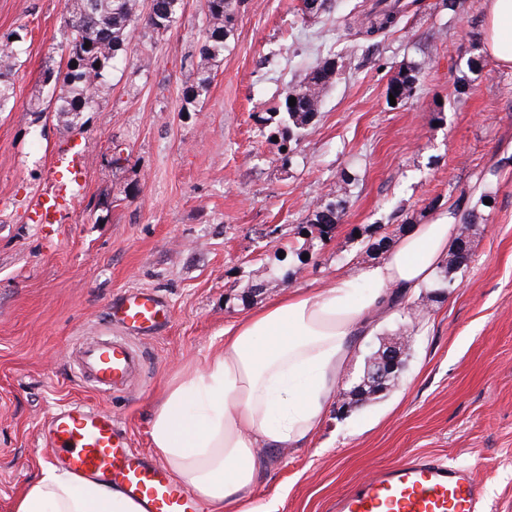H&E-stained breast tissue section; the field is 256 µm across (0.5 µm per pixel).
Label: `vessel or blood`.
Returning a JSON list of instances; mask_svg holds the SVG:
<instances>
[{
	"instance_id": "b4317fda",
	"label": "vessel or blood",
	"mask_w": 512,
	"mask_h": 512,
	"mask_svg": "<svg viewBox=\"0 0 512 512\" xmlns=\"http://www.w3.org/2000/svg\"><path fill=\"white\" fill-rule=\"evenodd\" d=\"M72 201L67 185L50 178L36 200L40 223L53 224ZM109 321L119 335L81 341L76 364L80 380L100 395L125 392L144 372L141 341L160 336L172 311L157 291L133 288L113 299ZM53 465L78 476L96 477L142 501L147 512H203L198 496L180 486L166 468L131 448L107 410L70 404L42 423ZM481 485L473 472L429 455H417L375 472L336 497L331 512H482Z\"/></svg>"
}]
</instances>
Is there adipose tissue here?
Listing matches in <instances>:
<instances>
[{"label":"adipose tissue","mask_w":512,"mask_h":512,"mask_svg":"<svg viewBox=\"0 0 512 512\" xmlns=\"http://www.w3.org/2000/svg\"><path fill=\"white\" fill-rule=\"evenodd\" d=\"M484 43L512 67V0H489ZM458 233L448 216L413 225L380 263L290 290L225 326L223 347L174 376L153 406L152 445L173 478L214 512L243 500L263 452L301 447L322 428L360 340L434 279ZM15 512L143 506L116 485L49 471L23 491Z\"/></svg>","instance_id":"adipose-tissue-1"}]
</instances>
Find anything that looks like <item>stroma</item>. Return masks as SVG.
I'll use <instances>...</instances> for the list:
<instances>
[{
  "instance_id": "obj_1",
  "label": "stroma",
  "mask_w": 512,
  "mask_h": 512,
  "mask_svg": "<svg viewBox=\"0 0 512 512\" xmlns=\"http://www.w3.org/2000/svg\"><path fill=\"white\" fill-rule=\"evenodd\" d=\"M372 2L336 0L308 16L302 0H237L210 90L189 103L207 8L183 0L167 32L133 26L98 110L70 126L43 81L67 61L64 0H0V40L24 35L0 110V512L48 471L40 428L55 407L110 410L152 453L154 402L184 364L223 346L225 325L380 262L366 252L367 225L395 240L471 206L482 225L471 263L423 317L400 307L380 322L339 381L349 390L380 340L412 326L396 385L358 409L332 408L307 445L268 458L227 512H329L355 482L418 454L469 466L485 512H512V69L484 50L487 0L452 10L402 0L397 24L365 37L358 22ZM326 55L333 83L282 162L272 109ZM410 65L421 69L416 92L391 105L388 85ZM76 158L85 175L73 207L39 224L50 166ZM487 192L488 208L478 203ZM336 196L347 201L341 224L298 260L295 227ZM129 288L159 291L173 318L141 343L145 374L102 397L79 382L75 346L106 331L113 297Z\"/></svg>"
}]
</instances>
